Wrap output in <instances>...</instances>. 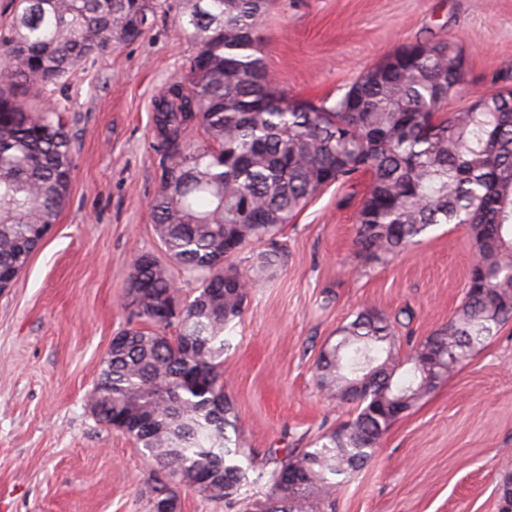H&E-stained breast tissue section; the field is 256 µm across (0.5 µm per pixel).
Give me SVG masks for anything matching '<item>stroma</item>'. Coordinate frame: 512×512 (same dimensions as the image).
Returning <instances> with one entry per match:
<instances>
[{"mask_svg": "<svg viewBox=\"0 0 512 512\" xmlns=\"http://www.w3.org/2000/svg\"><path fill=\"white\" fill-rule=\"evenodd\" d=\"M259 36L292 98L337 97L419 42L450 43L465 60L448 111L512 87V0H275ZM194 50L168 9L140 39L43 96L69 109L74 167L56 224L0 292V512H149L153 461L99 422L87 397L113 336L129 326L132 255L163 254L150 213L160 184L152 113ZM367 187L363 177L315 198L282 229L271 275L253 274L258 245L233 259L254 279L222 365L242 466L262 468L269 450L309 447L352 417L314 373L355 312L408 311L421 340L464 299L474 255L464 228L436 226L420 244L362 264L355 223ZM509 474L512 322L396 420L365 468L341 476L335 512H500Z\"/></svg>", "mask_w": 512, "mask_h": 512, "instance_id": "1", "label": "stroma"}]
</instances>
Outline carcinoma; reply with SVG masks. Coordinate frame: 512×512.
I'll list each match as a JSON object with an SVG mask.
<instances>
[{
  "label": "carcinoma",
  "instance_id": "cac0c4a2",
  "mask_svg": "<svg viewBox=\"0 0 512 512\" xmlns=\"http://www.w3.org/2000/svg\"><path fill=\"white\" fill-rule=\"evenodd\" d=\"M270 0H181L177 23L196 45L185 71L154 106L160 189L151 204L167 257L198 282L177 298L169 266L150 253L129 279L149 285L129 312L145 327L107 351L88 405L125 433L163 474L149 512L192 488L231 504L249 477L231 448L238 415L224 395V332L241 319L249 283L228 263L253 242V269L282 260L276 237L324 188L369 177L355 245L380 262L440 224L470 234L475 260L462 307L410 348L407 377L394 353L397 325L364 307L316 364L319 386L355 415L292 449L269 472L270 491L247 512H327L334 477L365 466L390 426L479 345L512 321V92L443 115L462 77L448 71V43H417L404 66L387 60L379 80L357 78L333 102L288 97L258 55L257 24ZM160 0H15L0 44V281L26 267L69 194L73 138L63 109L30 94L58 88L78 65L139 39ZM200 128L208 142L192 137ZM174 330L175 335L167 334Z\"/></svg>",
  "mask_w": 512,
  "mask_h": 512
}]
</instances>
